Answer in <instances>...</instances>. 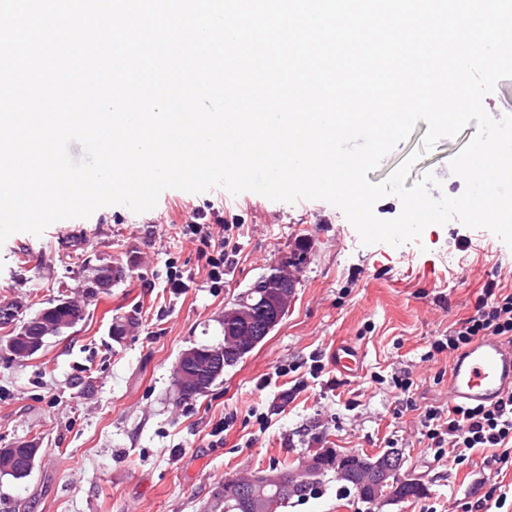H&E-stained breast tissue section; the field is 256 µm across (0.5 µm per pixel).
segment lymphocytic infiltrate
<instances>
[{
    "label": "lymphocytic infiltrate",
    "instance_id": "1",
    "mask_svg": "<svg viewBox=\"0 0 512 512\" xmlns=\"http://www.w3.org/2000/svg\"><path fill=\"white\" fill-rule=\"evenodd\" d=\"M189 234L206 245L204 255L212 283L224 279V268L239 252L232 225H224L222 236H213L209 226L191 221ZM481 336H500L512 340V293L487 284L478 297L474 311L449 328L445 339L437 341L436 351L457 352ZM421 426L432 448L447 449L455 459H466L477 448L491 449L488 465L506 469L512 466V394L490 404L456 405L427 408L420 414Z\"/></svg>",
    "mask_w": 512,
    "mask_h": 512
}]
</instances>
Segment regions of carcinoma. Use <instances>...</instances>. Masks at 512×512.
Listing matches in <instances>:
<instances>
[{
	"instance_id": "carcinoma-1",
	"label": "carcinoma",
	"mask_w": 512,
	"mask_h": 512,
	"mask_svg": "<svg viewBox=\"0 0 512 512\" xmlns=\"http://www.w3.org/2000/svg\"><path fill=\"white\" fill-rule=\"evenodd\" d=\"M307 251L303 246L281 258L275 266L278 282L266 288L263 294H256L251 288L244 289L245 297L224 307V339L211 345L200 343L181 353L173 372V385L181 401L191 400L208 390L224 375V368L234 366L253 348L257 340L254 335L261 322V308L275 307L288 312L295 296L296 273L306 261ZM126 274L122 266L110 262L87 269L81 283L82 292L87 298L105 292L121 281ZM22 304L10 302L0 304V326L10 328L4 340V347L20 360L36 355L52 337H57L66 329L75 327L85 316V305L60 296L47 303V306L27 319H19ZM38 449L21 443L13 448H0V474L14 479L30 475ZM336 453L320 460L312 455V465L307 470L284 466L272 471L267 482L253 477L232 479L234 490L224 494L214 504L216 512H278L286 502L296 498L304 499L311 495L325 471L336 468ZM402 470V456L395 448L379 455H361L341 468L336 479L350 484L362 499L372 503L383 491L388 498L401 500L417 497L423 491L419 482H409L400 476L390 475V464Z\"/></svg>"
}]
</instances>
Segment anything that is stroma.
<instances>
[{"instance_id":"35a3bbf8","label":"stroma","mask_w":512,"mask_h":512,"mask_svg":"<svg viewBox=\"0 0 512 512\" xmlns=\"http://www.w3.org/2000/svg\"><path fill=\"white\" fill-rule=\"evenodd\" d=\"M476 129L441 139L406 186L430 170L444 193L460 195L449 162ZM215 204L223 222L212 234L237 225L240 244L217 286L202 243L184 232L192 212ZM301 244L307 261L282 321L206 393L178 401L179 355L221 338L225 305ZM101 261L126 276L89 301L83 321L25 361L0 345V448L39 450L26 479L0 475V512H212L225 479L298 463L320 447L372 456L390 444L420 496L369 504L330 473L279 512H458L478 492L485 450L463 463L435 459L418 412L448 404L453 356L433 353L434 341L473 312L487 283L512 292V248L489 230L453 220L398 247L365 245L323 200L167 189L141 214L112 205L38 236L12 234L0 245V303L21 301L30 315L58 295L78 296L85 266ZM130 317L134 328L113 337ZM341 342L364 362L332 389L334 368L316 376L311 364ZM403 373L415 408L398 416L393 379ZM226 420L229 430L216 433Z\"/></svg>"}]
</instances>
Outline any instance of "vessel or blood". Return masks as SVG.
<instances>
[{"instance_id": "b4317fda", "label": "vessel or blood", "mask_w": 512, "mask_h": 512, "mask_svg": "<svg viewBox=\"0 0 512 512\" xmlns=\"http://www.w3.org/2000/svg\"><path fill=\"white\" fill-rule=\"evenodd\" d=\"M331 361L341 376L352 377L360 370L362 354L341 343ZM448 387L451 400L460 404L492 403L512 393V343L487 337L472 344L454 360Z\"/></svg>"}]
</instances>
